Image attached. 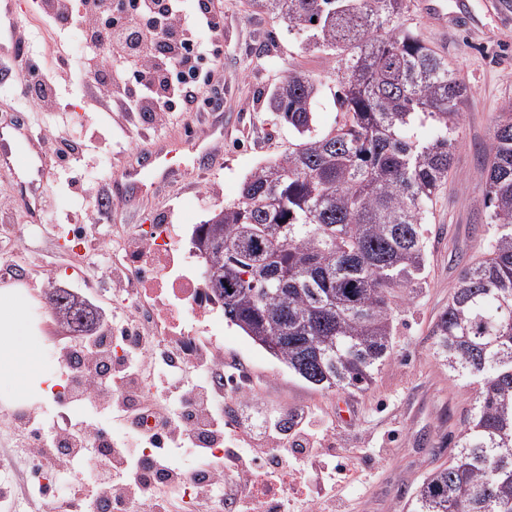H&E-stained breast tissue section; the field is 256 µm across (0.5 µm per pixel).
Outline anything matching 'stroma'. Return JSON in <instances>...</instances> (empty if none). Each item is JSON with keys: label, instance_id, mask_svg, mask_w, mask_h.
<instances>
[{"label": "stroma", "instance_id": "obj_1", "mask_svg": "<svg viewBox=\"0 0 512 512\" xmlns=\"http://www.w3.org/2000/svg\"><path fill=\"white\" fill-rule=\"evenodd\" d=\"M512 0H445L447 27L426 15L424 0H406L403 28L446 57L469 86L463 106L454 168L430 218L427 242L428 283L394 311L393 353L365 392H321L307 386L283 363L256 346L237 327L220 321L199 323L202 341L224 340V365L248 369L257 380L249 397L230 409L231 429L252 435L270 418L291 410L317 416L337 447L350 436L364 447L379 449L369 463L366 482L346 489L352 512H402L405 502L436 466L448 459L463 426L473 388L448 376L436 353L431 330L448 304L463 266L484 251L492 228L482 188L484 150L498 114L512 102V11L500 2ZM224 11L223 54L203 62L213 80L198 93L190 112L167 113L163 122L127 128L122 115L103 113L89 93L60 76L57 107L44 110L24 103L11 83L0 82V129L25 124L49 150L54 133L71 130L86 146L80 163L61 171L46 167L27 174L0 164V226L12 229L21 246L5 243L0 256L12 262L20 277L15 287L28 299L27 314L40 340L39 372L56 376L62 340L56 321L42 304L49 281H59L102 309L105 318L123 314L113 283L102 277L92 260L76 262L63 247L67 237L82 242H110L137 233L139 225L165 217L190 237L194 225L235 201L246 176L267 161L288 153L298 140L285 125L275 124L268 95L278 80L297 71L323 84L314 109V126L323 132L344 120L334 100L336 61L333 56L304 50L301 32L281 20L253 11L246 0H213ZM16 34L26 44L30 66L59 68L68 47L43 23L38 7L20 14ZM234 117L233 128L213 141L220 165L209 167L208 181L197 185L196 173L181 172L157 183L136 205L114 202L104 214L83 189V179L100 157H112L113 172L132 163L145 142L174 138L185 142L208 134L220 115ZM40 414L55 408L52 396L19 400L11 385L0 386V452L10 453L18 431L12 421L17 407Z\"/></svg>", "mask_w": 512, "mask_h": 512}]
</instances>
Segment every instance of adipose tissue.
<instances>
[{
    "instance_id": "ef3b65f1",
    "label": "adipose tissue",
    "mask_w": 512,
    "mask_h": 512,
    "mask_svg": "<svg viewBox=\"0 0 512 512\" xmlns=\"http://www.w3.org/2000/svg\"><path fill=\"white\" fill-rule=\"evenodd\" d=\"M26 316V300L18 289H0V384L14 385L23 398L44 396L47 388L36 373L37 349Z\"/></svg>"
}]
</instances>
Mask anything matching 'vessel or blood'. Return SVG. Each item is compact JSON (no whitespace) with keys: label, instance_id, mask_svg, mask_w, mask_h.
<instances>
[{"label":"vessel or blood","instance_id":"b4317fda","mask_svg":"<svg viewBox=\"0 0 512 512\" xmlns=\"http://www.w3.org/2000/svg\"><path fill=\"white\" fill-rule=\"evenodd\" d=\"M211 156V146L206 139L183 144L177 140L161 139L146 146L140 153L136 165L126 168L119 178L112 182L115 196L132 202L147 193L149 186L167 178L174 166L184 170L204 167ZM0 162L14 164L25 170L30 166V159L19 149L15 138L0 135Z\"/></svg>","mask_w":512,"mask_h":512}]
</instances>
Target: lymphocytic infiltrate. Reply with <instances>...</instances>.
Instances as JSON below:
<instances>
[{
    "instance_id": "lymphocytic-infiltrate-1",
    "label": "lymphocytic infiltrate",
    "mask_w": 512,
    "mask_h": 512,
    "mask_svg": "<svg viewBox=\"0 0 512 512\" xmlns=\"http://www.w3.org/2000/svg\"><path fill=\"white\" fill-rule=\"evenodd\" d=\"M43 20L70 41L63 64L82 88L106 95L119 111L150 123L158 113L175 106L191 110L203 79L199 64L204 55L217 52L224 33L223 12L207 8L203 0H125L121 9L108 10L104 0H44ZM111 44L109 60L96 50ZM105 342L88 334L73 340L75 361L71 372L81 382L107 384L122 404L109 407L85 398L80 416L65 423L46 414L20 419L30 444L55 449L60 460L61 484L33 490L46 507L88 505L91 512H112L104 496L88 500L76 468L111 454L120 465L113 474L117 486L148 489L166 472L175 470V449L195 453L194 473L205 479L208 493L236 489L250 480L276 491V504L299 507L312 498L334 500L357 468L350 453L331 448L319 422L296 411L287 426L266 427L262 436L243 439L224 429L223 395L206 393L207 370L197 367L192 383H183L181 370L149 369L140 354L127 367L113 371L98 365L86 373L82 363ZM152 371L165 384L167 404L157 409L141 400L140 376ZM223 437L225 454L213 455L208 444ZM167 449L166 458H142L144 444Z\"/></svg>"
}]
</instances>
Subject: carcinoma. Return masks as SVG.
<instances>
[{
    "instance_id": "cac0c4a2",
    "label": "carcinoma",
    "mask_w": 512,
    "mask_h": 512,
    "mask_svg": "<svg viewBox=\"0 0 512 512\" xmlns=\"http://www.w3.org/2000/svg\"><path fill=\"white\" fill-rule=\"evenodd\" d=\"M337 62L338 128L316 132L319 84L290 73L269 111L300 142L195 227L224 318L319 391H364L391 356L394 298L426 285V224L448 184L467 88L399 25L404 0H250ZM430 124L424 137L416 128ZM493 235L433 326L450 376L476 384L448 463L407 512H512V105L487 146Z\"/></svg>"
}]
</instances>
